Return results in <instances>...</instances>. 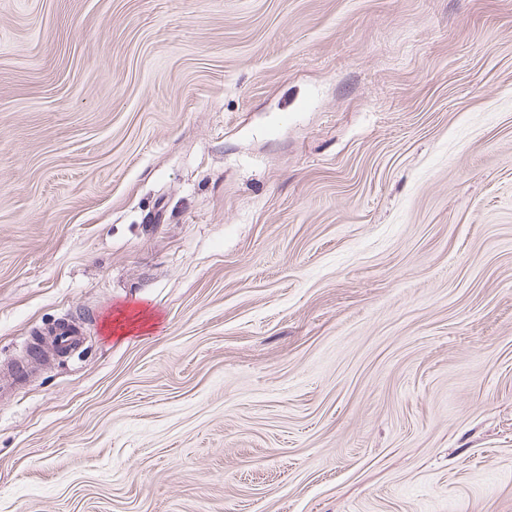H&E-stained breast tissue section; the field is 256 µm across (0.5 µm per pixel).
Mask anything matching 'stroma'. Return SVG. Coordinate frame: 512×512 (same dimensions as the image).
Here are the masks:
<instances>
[{
  "mask_svg": "<svg viewBox=\"0 0 512 512\" xmlns=\"http://www.w3.org/2000/svg\"><path fill=\"white\" fill-rule=\"evenodd\" d=\"M0 512H512V0H0ZM54 342L59 349H73L83 342L82 332L70 322L59 323L53 332Z\"/></svg>",
  "mask_w": 512,
  "mask_h": 512,
  "instance_id": "stroma-1",
  "label": "stroma"
}]
</instances>
